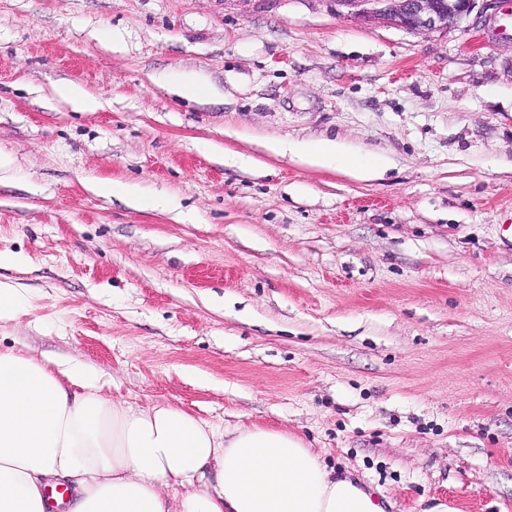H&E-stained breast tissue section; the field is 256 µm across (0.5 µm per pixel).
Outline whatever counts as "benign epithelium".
I'll return each mask as SVG.
<instances>
[{"mask_svg": "<svg viewBox=\"0 0 512 512\" xmlns=\"http://www.w3.org/2000/svg\"><path fill=\"white\" fill-rule=\"evenodd\" d=\"M365 20H385L413 33L445 31L467 18L475 0H336Z\"/></svg>", "mask_w": 512, "mask_h": 512, "instance_id": "7a95c632", "label": "benign epithelium"}]
</instances>
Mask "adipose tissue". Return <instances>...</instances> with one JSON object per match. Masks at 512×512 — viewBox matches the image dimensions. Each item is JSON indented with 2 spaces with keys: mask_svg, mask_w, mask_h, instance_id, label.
<instances>
[{
  "mask_svg": "<svg viewBox=\"0 0 512 512\" xmlns=\"http://www.w3.org/2000/svg\"><path fill=\"white\" fill-rule=\"evenodd\" d=\"M52 481L68 512H385L288 430L123 405L83 364L0 352V512H46Z\"/></svg>",
  "mask_w": 512,
  "mask_h": 512,
  "instance_id": "ef3b65f1",
  "label": "adipose tissue"
}]
</instances>
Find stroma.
Wrapping results in <instances>:
<instances>
[{
  "label": "stroma",
  "instance_id": "obj_1",
  "mask_svg": "<svg viewBox=\"0 0 512 512\" xmlns=\"http://www.w3.org/2000/svg\"><path fill=\"white\" fill-rule=\"evenodd\" d=\"M493 13L417 34L335 0H0V283L24 299L0 349L288 429L389 512H512V41L487 36ZM184 72L201 91L172 92ZM325 140L386 172L287 150Z\"/></svg>",
  "mask_w": 512,
  "mask_h": 512
}]
</instances>
